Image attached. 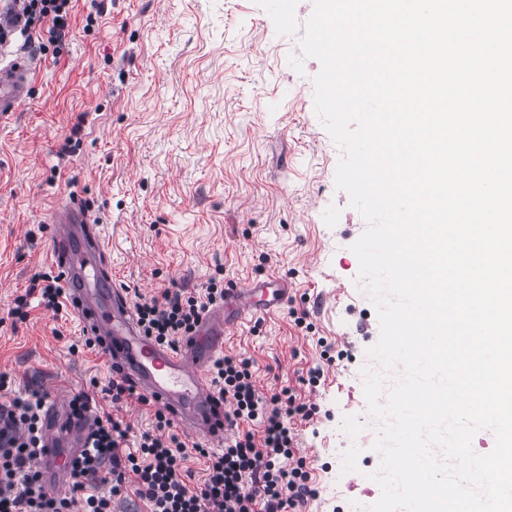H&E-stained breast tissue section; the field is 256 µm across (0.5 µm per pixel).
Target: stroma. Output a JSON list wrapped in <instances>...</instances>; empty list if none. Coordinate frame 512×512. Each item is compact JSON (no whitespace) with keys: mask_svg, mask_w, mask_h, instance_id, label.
<instances>
[{"mask_svg":"<svg viewBox=\"0 0 512 512\" xmlns=\"http://www.w3.org/2000/svg\"><path fill=\"white\" fill-rule=\"evenodd\" d=\"M313 12L314 0H72L61 48L0 44L4 60L35 62L28 99L0 114V373L18 393L98 401L113 377L99 349L71 352L85 338L74 312L13 313L34 275L59 274L50 214L80 199L113 276L143 297L287 281V304L224 353L318 405L291 421L319 492L308 512H361L381 494L361 374L380 327L351 250L366 221L335 184L341 151L315 112L321 64L289 63ZM325 341L343 358L312 391L301 379Z\"/></svg>","mask_w":512,"mask_h":512,"instance_id":"obj_1","label":"stroma"}]
</instances>
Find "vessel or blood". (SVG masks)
<instances>
[{"label": "vessel or blood", "instance_id": "b4317fda", "mask_svg": "<svg viewBox=\"0 0 512 512\" xmlns=\"http://www.w3.org/2000/svg\"><path fill=\"white\" fill-rule=\"evenodd\" d=\"M32 71L23 55L0 66L1 113L16 111L29 97ZM55 221L50 255L64 270L67 300L86 333L99 338V348L114 372L187 434L204 438L209 446H223L231 435L225 420L228 408L216 402L205 368L241 323L287 302L285 284L266 279L226 288L221 305L208 309L193 335L177 348H168L145 336L126 289L104 269L105 244L100 235L87 231L82 205L74 199L66 201L57 209ZM92 422L89 414L70 419L67 399H52L40 457L48 493L64 490L68 475L64 462L81 452Z\"/></svg>", "mask_w": 512, "mask_h": 512}]
</instances>
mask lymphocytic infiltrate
Listing matches in <instances>:
<instances>
[{
	"label": "lymphocytic infiltrate",
	"instance_id": "f902f5d3",
	"mask_svg": "<svg viewBox=\"0 0 512 512\" xmlns=\"http://www.w3.org/2000/svg\"><path fill=\"white\" fill-rule=\"evenodd\" d=\"M18 27H0V41L15 37L61 41L69 26L70 0H21ZM217 284L203 295L163 291L141 298L138 321L160 344L177 347L193 331L209 303L223 297ZM214 393L232 409V436L220 448H206L183 438L162 411L152 429L131 436L120 417L129 403L146 404L122 379L110 380L103 392L110 410L93 411L87 393L70 401L73 417L93 414L85 447L72 464L69 494L47 493L38 467L43 446V393L15 395L0 405V512H112L113 497L134 491L147 512H305L317 497L306 462L296 454V435L288 418H311L314 405L297 402L292 389L261 391L249 360L223 356L209 369ZM202 458L203 484L194 486L183 469L189 457ZM109 485L108 493L97 490Z\"/></svg>",
	"mask_w": 512,
	"mask_h": 512
}]
</instances>
